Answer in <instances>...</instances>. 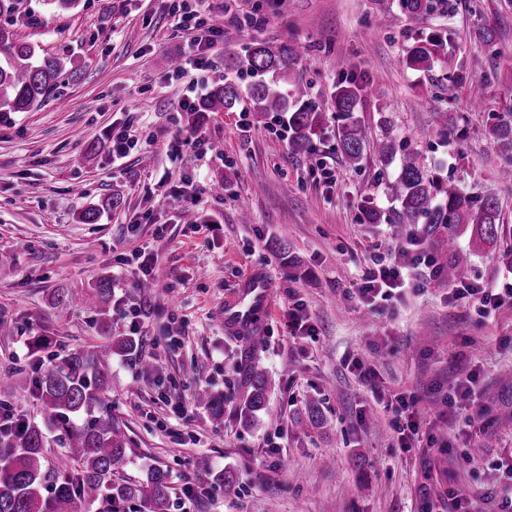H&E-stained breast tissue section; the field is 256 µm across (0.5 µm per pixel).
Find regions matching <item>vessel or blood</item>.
Here are the masks:
<instances>
[{
	"instance_id": "1",
	"label": "vessel or blood",
	"mask_w": 512,
	"mask_h": 512,
	"mask_svg": "<svg viewBox=\"0 0 512 512\" xmlns=\"http://www.w3.org/2000/svg\"><path fill=\"white\" fill-rule=\"evenodd\" d=\"M273 283L261 269L248 270L218 312L225 335L245 338L264 332L271 310Z\"/></svg>"
}]
</instances>
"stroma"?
<instances>
[{"mask_svg": "<svg viewBox=\"0 0 512 512\" xmlns=\"http://www.w3.org/2000/svg\"><path fill=\"white\" fill-rule=\"evenodd\" d=\"M450 3L416 21L393 13L379 28L375 0H233L241 22L225 26L201 71L195 34L167 0H82L55 12L28 0L33 19L17 23L19 38L41 53L70 54L82 72L30 111L0 113V373L12 377L0 406L39 417L36 366L101 343L95 309L61 317L51 297L108 275L113 335L128 334L131 311L143 308L141 354L153 362L146 371L112 360V415L131 448L122 479L161 466L174 490L198 486L197 512H446L456 492L473 497L475 512H501L512 497L504 477L512 463V302L488 315L476 302L452 305L448 282L438 278L407 289L385 314L360 306L355 284L375 258H395L400 239L393 225L361 223L358 205L369 198L389 210L384 183L397 166L369 151L359 168L349 167L336 149L330 105L342 77L375 81L378 92L360 114L369 137L388 120L397 145L422 166L496 197L501 247L473 256L469 280L495 288L512 279L503 255L512 248V185L500 180L503 158L485 134L492 114L512 112V0ZM481 28L496 34L498 58L475 45ZM430 32L448 34L453 54L426 76L403 57ZM255 40L310 48L305 100L322 112L325 133L308 154L289 152L277 115L256 119L240 109L194 120L181 108L214 83L250 85L251 77L224 64ZM174 58L183 74L170 68ZM452 73L485 82L487 107H473L464 90L440 98V80ZM439 110L459 120L447 136H428ZM131 119L137 137L113 163L112 137ZM192 132L214 151L173 150ZM92 142L101 150L88 153ZM114 194L118 208L97 223L77 222L83 207ZM144 254L155 264L148 279ZM253 267L273 282L259 364L275 384V424L264 415L245 420L246 354L217 320L225 296ZM297 307L314 335H293L289 315ZM349 357L376 368V385L347 369ZM474 369L483 377L479 403L440 417L449 384ZM204 390L223 392L222 423L196 406ZM171 392L192 405L189 419L170 418L162 399ZM401 392L420 399L419 445L406 451L395 446L390 414L376 408ZM312 400L324 417L318 425L304 414ZM364 409L374 418L359 421ZM275 433L281 441L273 452L267 442ZM200 455L215 470L234 471L236 484L227 489L198 474Z\"/></svg>", "mask_w": 512, "mask_h": 512, "instance_id": "35a3bbf8", "label": "stroma"}]
</instances>
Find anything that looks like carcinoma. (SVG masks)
I'll return each instance as SVG.
<instances>
[{"label":"carcinoma","mask_w":512,"mask_h":512,"mask_svg":"<svg viewBox=\"0 0 512 512\" xmlns=\"http://www.w3.org/2000/svg\"><path fill=\"white\" fill-rule=\"evenodd\" d=\"M376 24L396 7L416 19L430 13L439 0H375ZM28 15L26 0H0V109L26 112L51 97L63 78L79 79L81 68L74 58L40 55L35 47L18 39L15 22ZM477 40L485 54L499 55L495 34L481 29ZM450 39L441 33L416 38L404 56L408 68L428 73L448 55ZM298 43L272 45L257 41L244 56L231 62L242 75H271L272 84H250L242 94L232 82L216 84L192 108L194 112H232L245 101L258 114L288 113V148L294 155L307 154L311 139L321 129V113L315 108L290 104L306 95L299 67L306 60ZM374 94V84L347 78L336 84L331 105L338 127L339 149L353 168L360 166L370 146L365 125L356 116L363 100ZM490 143L505 160L500 169L504 181H512V112L492 117L486 127ZM378 158L391 162L396 156L394 141L385 136L371 145ZM386 195L395 203L388 216L369 198L359 204L364 224L387 220L405 227L421 224V240L438 253H448L440 263V276L450 283L468 280L471 257L501 241L502 220L498 202L491 197L473 196L450 179L427 170L411 155L401 159L398 170L385 182ZM469 234V249H456L461 234ZM53 304L66 311L72 306L97 309L98 332L104 342L82 350L69 351L39 369L34 393L42 409V421L22 416L0 427V512H81L96 505L99 512H170L172 486L169 472L149 466L136 482L118 478L126 466L128 442L125 432L112 416L109 392L112 386V357L139 354L140 338L112 335V280L103 277L78 292L59 289ZM245 405L252 414L272 416L269 406L272 383L256 364L247 372ZM197 404L216 422L224 420V394L204 391ZM62 451L48 461L49 444ZM196 469L210 475L219 485L230 486L235 475L213 471L208 458L196 461Z\"/></svg>","instance_id":"1"}]
</instances>
